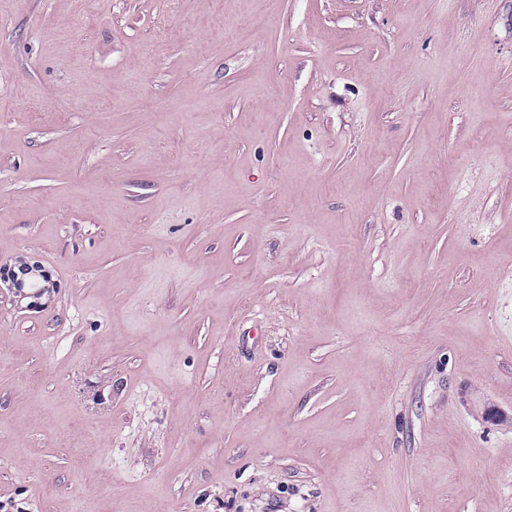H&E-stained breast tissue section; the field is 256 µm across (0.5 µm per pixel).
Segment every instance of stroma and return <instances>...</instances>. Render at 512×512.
<instances>
[{
    "mask_svg": "<svg viewBox=\"0 0 512 512\" xmlns=\"http://www.w3.org/2000/svg\"><path fill=\"white\" fill-rule=\"evenodd\" d=\"M0 501L512 512V0H0Z\"/></svg>",
    "mask_w": 512,
    "mask_h": 512,
    "instance_id": "stroma-1",
    "label": "stroma"
}]
</instances>
